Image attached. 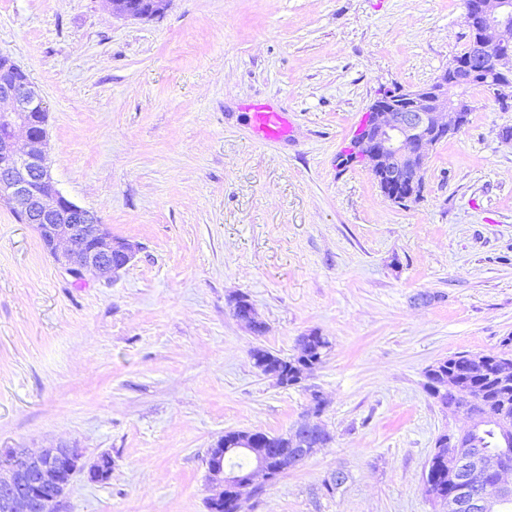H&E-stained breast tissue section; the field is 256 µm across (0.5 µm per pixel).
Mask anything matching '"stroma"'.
<instances>
[{
  "label": "stroma",
  "instance_id": "stroma-1",
  "mask_svg": "<svg viewBox=\"0 0 512 512\" xmlns=\"http://www.w3.org/2000/svg\"><path fill=\"white\" fill-rule=\"evenodd\" d=\"M468 41L461 0H169L140 19L0 0L58 188L136 248L111 282L75 281L0 202V448L112 458L64 512H208V448L286 433L314 390L333 442L242 512H441L423 474L467 422L424 373L512 336V108L469 88L405 206L336 156L381 90L432 82ZM257 102L290 112L292 140L254 141ZM240 295L264 335L233 317ZM313 330L332 348L300 384L255 368L253 348L289 357Z\"/></svg>",
  "mask_w": 512,
  "mask_h": 512
}]
</instances>
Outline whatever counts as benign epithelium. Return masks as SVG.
<instances>
[{
	"label": "benign epithelium",
	"mask_w": 512,
	"mask_h": 512,
	"mask_svg": "<svg viewBox=\"0 0 512 512\" xmlns=\"http://www.w3.org/2000/svg\"><path fill=\"white\" fill-rule=\"evenodd\" d=\"M112 12L130 18L146 15L138 0H110ZM476 33L471 54L455 68L461 73L448 79V72L431 83L408 88L397 97L380 95L367 110L366 128L355 146L364 164L390 198L407 202L419 198L429 152L454 134L466 121L470 102L456 93L475 76H485L495 100L512 103V0H476L464 17ZM20 68L0 56V200L6 202L23 224L34 226L55 261L76 280L89 272L110 281L133 258V246L115 239L91 211L70 201L56 186L50 170L45 122L32 114L45 113L46 103L29 79H20ZM25 145L17 148L18 135ZM325 409L319 393L313 406L293 432L297 439L322 431L318 421ZM448 413L464 414L470 427L448 432V467L464 466L463 486L444 501L450 512H498L512 499V447L477 452L467 436L491 412L463 411L451 405ZM250 435L240 433L230 442L218 441L205 458L207 480L214 494L212 503L224 502V491L242 490L255 478L270 479L265 457L251 448ZM240 452L252 455L245 471L224 465ZM83 449L59 445L30 452L25 448L0 449V512H61L66 490L75 475L87 472L93 482L112 474V458L101 456L90 466L83 462Z\"/></svg>",
	"instance_id": "benign-epithelium-1"
}]
</instances>
